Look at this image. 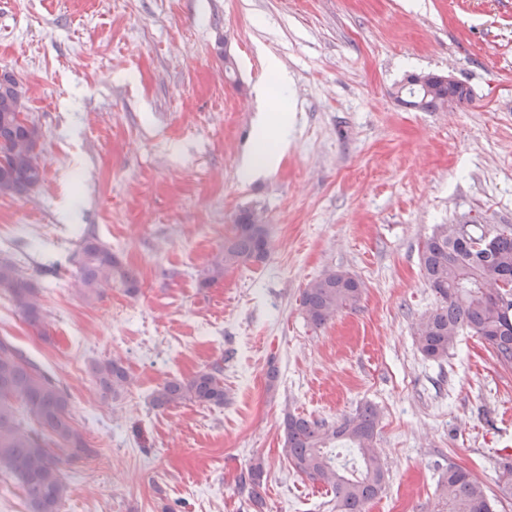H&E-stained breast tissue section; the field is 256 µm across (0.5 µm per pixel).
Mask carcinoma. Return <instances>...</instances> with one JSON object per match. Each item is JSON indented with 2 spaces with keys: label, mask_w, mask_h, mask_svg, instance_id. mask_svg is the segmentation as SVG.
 <instances>
[{
  "label": "carcinoma",
  "mask_w": 512,
  "mask_h": 512,
  "mask_svg": "<svg viewBox=\"0 0 512 512\" xmlns=\"http://www.w3.org/2000/svg\"><path fill=\"white\" fill-rule=\"evenodd\" d=\"M5 78L9 87L0 83V160L7 174L0 176V195L22 198L43 181L45 165L36 152L40 130L33 121L27 125L17 121L23 102L13 88V75L7 73ZM394 96L400 104L424 112L446 107L450 98L457 105L472 99L466 86L450 91L431 80L419 86L409 76ZM495 231L481 263L469 259L470 244L459 237L455 224L436 225L423 241L421 274L436 299L435 306L414 326L415 342L426 359L447 360L458 336L469 332L482 340L501 365L512 366V298L503 306L494 297L500 281H512V224H501ZM269 251L270 228L263 213L244 209L232 234L224 238V248L202 271L200 285L210 286L235 267L260 264ZM73 261V287L87 301L114 284L131 295L138 292L135 273L93 233L83 238ZM0 292L30 326L45 325L36 281L11 260L0 259ZM362 294L357 278L329 269L307 284L301 304L308 322L320 327L336 314L356 308ZM87 373L103 401L121 397L131 381L119 356L90 361ZM223 374V362L216 361L189 379L164 382L150 403L157 410L186 401L222 406L227 400ZM378 424L379 413L369 403L333 423L288 412L282 423L283 451L292 470L330 489L334 512H367L368 505L385 491L388 479L376 443ZM57 449L70 461L95 454L73 420L68 392L54 376L0 337V484L5 488L11 482L19 485L24 512H60L68 486ZM264 474L259 460L240 476L255 503L263 501ZM496 487L491 492L469 471L450 466L442 481V499L447 512H495L497 504L512 501V462L500 464Z\"/></svg>",
  "instance_id": "carcinoma-1"
}]
</instances>
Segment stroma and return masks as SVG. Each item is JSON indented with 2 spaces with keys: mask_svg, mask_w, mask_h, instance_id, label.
<instances>
[{
  "mask_svg": "<svg viewBox=\"0 0 512 512\" xmlns=\"http://www.w3.org/2000/svg\"><path fill=\"white\" fill-rule=\"evenodd\" d=\"M270 56L287 87L271 85ZM448 70L469 105L395 100L406 75ZM3 71L41 129L45 175L0 196V258L37 280L47 333L1 293L0 336L56 374L96 450L63 461L61 512H333L289 467L282 420L367 402L388 467L368 512H442L451 466L495 489L512 367L469 333L431 362L412 326L435 305L419 265L435 225L512 224V0H0ZM281 99L288 150L243 180L256 117ZM246 208L271 228L268 259L199 287ZM90 231L138 273L137 295L69 288ZM330 268L364 292L316 328L301 296ZM116 354L131 386L115 407L87 365ZM219 359L227 404L152 408L160 384ZM258 460L260 507L237 485Z\"/></svg>",
  "mask_w": 512,
  "mask_h": 512,
  "instance_id": "obj_1",
  "label": "stroma"
}]
</instances>
